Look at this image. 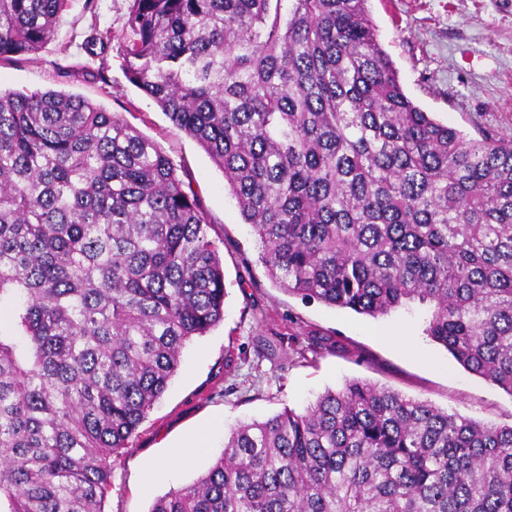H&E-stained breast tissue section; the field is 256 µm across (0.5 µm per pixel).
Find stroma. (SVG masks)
Returning a JSON list of instances; mask_svg holds the SVG:
<instances>
[{
	"mask_svg": "<svg viewBox=\"0 0 512 512\" xmlns=\"http://www.w3.org/2000/svg\"><path fill=\"white\" fill-rule=\"evenodd\" d=\"M130 0H69L37 53L0 63V89L79 95L122 117L173 162L200 200L219 246L224 320L182 351L163 397L113 465L104 512H150L170 489L204 475L241 421L302 410L347 381L365 380L489 425L512 424V395L465 371L424 329L427 306L372 318L288 293L273 283L223 171L126 78ZM400 83L437 121L470 137L512 138V0H368ZM110 29L103 56L84 43ZM238 369L225 375L227 352ZM185 453V467L161 461Z\"/></svg>",
	"mask_w": 512,
	"mask_h": 512,
	"instance_id": "1",
	"label": "stroma"
}]
</instances>
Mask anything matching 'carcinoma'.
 Returning a JSON list of instances; mask_svg holds the SVG:
<instances>
[{"label":"carcinoma","mask_w":512,"mask_h":512,"mask_svg":"<svg viewBox=\"0 0 512 512\" xmlns=\"http://www.w3.org/2000/svg\"><path fill=\"white\" fill-rule=\"evenodd\" d=\"M367 0H131L127 79L224 172L280 288L427 336L512 395V139L404 92ZM67 0H0V62ZM170 158L74 94L0 91V512H104L113 459L224 320ZM150 512H512V425L363 380L242 423Z\"/></svg>","instance_id":"carcinoma-1"}]
</instances>
